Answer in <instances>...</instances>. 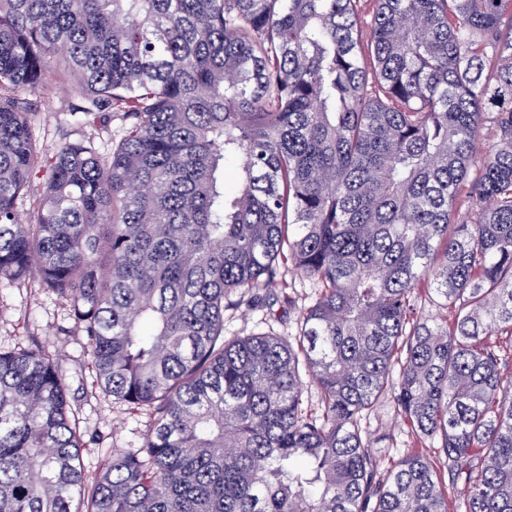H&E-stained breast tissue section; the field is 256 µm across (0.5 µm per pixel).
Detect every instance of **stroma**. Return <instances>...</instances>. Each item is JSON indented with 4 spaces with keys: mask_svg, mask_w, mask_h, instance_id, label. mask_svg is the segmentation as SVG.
Instances as JSON below:
<instances>
[{
    "mask_svg": "<svg viewBox=\"0 0 512 512\" xmlns=\"http://www.w3.org/2000/svg\"><path fill=\"white\" fill-rule=\"evenodd\" d=\"M81 102L74 80L49 77L34 125V133L46 152H55L65 142L90 135L101 152L107 153L121 138L124 124L119 118H112L104 127L79 124L70 108ZM317 292L314 280L297 275L291 266H280L266 290L272 314L243 307L225 311L224 332L246 336L269 324L279 336L293 337L302 310ZM286 296L293 300L288 308L281 305ZM17 348L45 349L57 363L79 421L87 481L97 478L113 450L142 447L150 423L148 411L129 409L101 391L85 338L70 315L68 303L28 279L0 283V349ZM370 431L377 439L373 454L380 472H387L405 453L420 454L432 462L439 480L448 489L449 502H456L459 489L452 484L447 464L439 460L430 443L412 437L390 399H383L372 414Z\"/></svg>",
    "mask_w": 512,
    "mask_h": 512,
    "instance_id": "stroma-1",
    "label": "stroma"
}]
</instances>
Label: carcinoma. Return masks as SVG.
I'll use <instances>...</instances> for the list:
<instances>
[{"instance_id":"obj_1","label":"carcinoma","mask_w":512,"mask_h":512,"mask_svg":"<svg viewBox=\"0 0 512 512\" xmlns=\"http://www.w3.org/2000/svg\"><path fill=\"white\" fill-rule=\"evenodd\" d=\"M357 2L0 0V282L67 301L102 390L153 415L89 485L52 358L0 350V512H448L426 458L379 473L385 397L464 479L457 512H512L486 340L512 332V0H374L367 37ZM53 67L85 122L126 121L109 156L39 145ZM288 262L320 288L294 340L225 336ZM422 283L451 326L414 317Z\"/></svg>"}]
</instances>
